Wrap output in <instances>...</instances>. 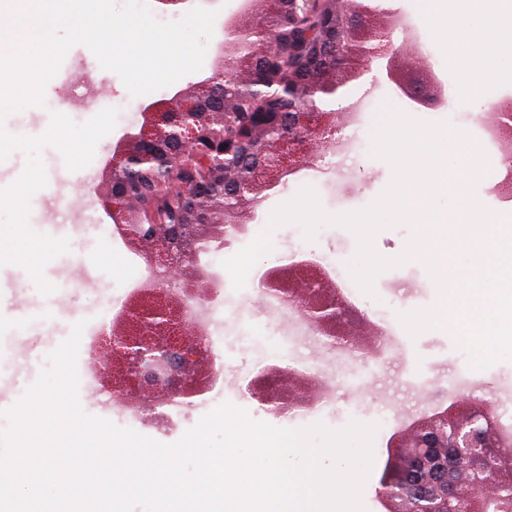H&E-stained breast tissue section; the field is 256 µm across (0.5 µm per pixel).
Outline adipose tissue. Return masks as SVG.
Listing matches in <instances>:
<instances>
[{
  "label": "adipose tissue",
  "mask_w": 512,
  "mask_h": 512,
  "mask_svg": "<svg viewBox=\"0 0 512 512\" xmlns=\"http://www.w3.org/2000/svg\"><path fill=\"white\" fill-rule=\"evenodd\" d=\"M421 12L427 19H447L449 13L464 12L470 26L462 35L453 38L462 66L467 74L465 82L455 87V94L470 96L480 84L492 76L497 45L512 42V0H499L498 10L507 18L497 28L496 44H489L484 33L483 20L488 13V0H420Z\"/></svg>",
  "instance_id": "obj_1"
}]
</instances>
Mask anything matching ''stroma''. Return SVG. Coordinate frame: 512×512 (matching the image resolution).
I'll return each instance as SVG.
<instances>
[{
  "label": "stroma",
  "instance_id": "obj_1",
  "mask_svg": "<svg viewBox=\"0 0 512 512\" xmlns=\"http://www.w3.org/2000/svg\"><path fill=\"white\" fill-rule=\"evenodd\" d=\"M146 4L161 22L182 18L194 5L216 11L221 22L239 15L242 0H193L192 4L167 9L158 0H146ZM497 58L496 73L479 96L448 94L442 105L415 110V117L449 121L471 139H478L479 124L494 119L489 102L512 96V48L503 49ZM170 93L165 87L139 99L131 97L116 73L101 68L89 48L77 45L67 53L46 89L44 106L9 113L0 126L13 136L38 137L48 130L52 113H68L75 123L83 124L112 107L118 111L114 131L119 134L140 122L139 103ZM346 100L360 102L361 109L351 113L343 131L348 139L344 150L324 161L304 164L265 192L251 210L248 232L212 254L213 266H220L248 246L265 228L272 210L291 199L301 186H313L323 208L331 213L364 208L384 190L391 180V169L371 157L370 131L382 103L402 109L407 103L370 74L352 83ZM111 149V137H104L82 173L69 171L55 147H45L40 153L47 184L30 201L29 223L34 229L47 226L48 236L68 238L70 250L46 265L44 277L55 287L47 296L39 292L25 269L0 266V397L18 401L48 367L49 354L69 337L76 323L84 320L96 327L111 321L113 312L125 304L148 267L142 257L114 237L111 220L84 181L88 174L100 178ZM271 242L273 251L260 260V267L279 264L298 252H312L341 270L356 250L354 236L336 226L321 227L315 242L308 243L298 226L285 225L272 232ZM375 289L377 299L357 289L347 299L383 328L385 336L381 353L361 357L356 375L343 374L339 361L325 348L310 344L302 350L307 364L331 388L332 401L327 407L277 418L248 397L245 387L256 375L259 362L287 352L297 314L266 303L252 288L235 290L228 276L223 279L221 303L208 313L209 340L221 357L224 380L205 400L170 409L164 421L148 412L134 419L128 407L92 384L79 389L82 407L88 414L164 444L176 442L203 415L225 403L244 410L253 420L281 428L321 422L337 430L353 419L376 422L380 428L375 439L380 442L408 416L451 400L448 382L463 374L471 380L476 394L494 400L501 424L512 428V361L501 360L477 369L468 353L457 346L451 331L433 328L413 338L401 325L399 313L431 306L437 298L426 266L413 259L386 270L377 277Z\"/></svg>",
  "mask_w": 512,
  "mask_h": 512
}]
</instances>
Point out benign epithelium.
Segmentation results:
<instances>
[{"instance_id": "1", "label": "benign epithelium", "mask_w": 512, "mask_h": 512, "mask_svg": "<svg viewBox=\"0 0 512 512\" xmlns=\"http://www.w3.org/2000/svg\"><path fill=\"white\" fill-rule=\"evenodd\" d=\"M350 0H243L246 23L224 22L212 75L142 103V123L115 140L95 193L113 233L145 258L153 280L135 287L101 331L95 347L101 389L135 410L191 405L217 378L216 355L205 319L220 297V273L200 244L226 246L245 231L241 223L259 195L342 145L341 112L322 106L377 65L415 108L442 100V89L414 42L391 40L395 18L381 25L373 13L345 11ZM276 27L272 47L260 49L261 67L241 55L261 21ZM317 50L335 64L293 76L301 54ZM239 75L235 101L247 112H227L224 74ZM303 101L285 116L284 105ZM264 297L296 308L302 320L336 349L374 354L381 330L341 299L335 277L311 255L260 272ZM253 399L278 417L312 409L323 383L272 364L246 385ZM460 449L466 470L477 474L490 460H512V436L487 401L453 400L397 426L382 444L375 473L379 512H414L408 488L426 460Z\"/></svg>"}]
</instances>
